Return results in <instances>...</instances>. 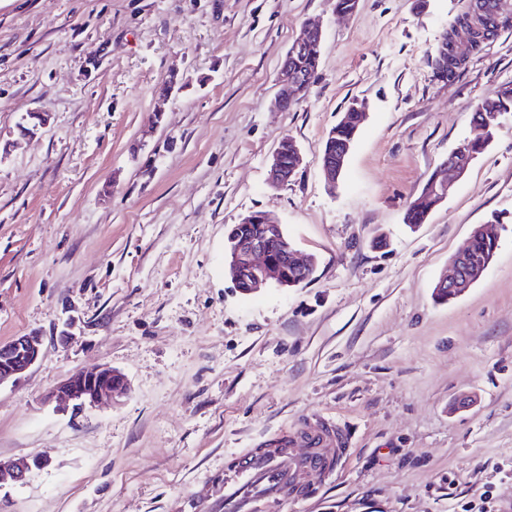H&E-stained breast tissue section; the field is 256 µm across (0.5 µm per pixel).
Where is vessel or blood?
Here are the masks:
<instances>
[{
    "mask_svg": "<svg viewBox=\"0 0 512 512\" xmlns=\"http://www.w3.org/2000/svg\"><path fill=\"white\" fill-rule=\"evenodd\" d=\"M298 444L307 446L306 458L292 454ZM344 444L343 435L334 428L317 434L290 431L235 456L224 469L218 512H273L289 494L307 493L325 462Z\"/></svg>",
    "mask_w": 512,
    "mask_h": 512,
    "instance_id": "1",
    "label": "vessel or blood"
}]
</instances>
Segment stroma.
<instances>
[{"instance_id": "35a3bbf8", "label": "stroma", "mask_w": 512, "mask_h": 512, "mask_svg": "<svg viewBox=\"0 0 512 512\" xmlns=\"http://www.w3.org/2000/svg\"><path fill=\"white\" fill-rule=\"evenodd\" d=\"M335 3L0 0V343L43 340L0 387V458L47 460L0 490V512H199L229 454L327 424L343 453L278 512H512V113L426 221L405 222L477 136L475 105L512 86V26L442 82L430 55L471 0ZM309 21L318 75L275 111ZM174 72L184 86L158 106ZM354 99L366 119L331 188L319 158ZM30 112L48 125L19 138ZM286 137L304 161L274 188ZM253 211L315 256L305 282L235 288L227 234ZM487 222L492 263L436 300ZM98 365L126 396L76 417L44 405Z\"/></svg>"}]
</instances>
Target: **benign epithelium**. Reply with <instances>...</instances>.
Wrapping results in <instances>:
<instances>
[{"instance_id": "1", "label": "benign epithelium", "mask_w": 512, "mask_h": 512, "mask_svg": "<svg viewBox=\"0 0 512 512\" xmlns=\"http://www.w3.org/2000/svg\"><path fill=\"white\" fill-rule=\"evenodd\" d=\"M322 41V28L318 24H308L300 36L292 43L290 51L308 46L312 41ZM278 80L281 92L273 103V109L280 111L282 105L295 99L298 90L307 85L305 79L288 67V58H283ZM46 115L31 112L25 117L26 131L23 138L34 136L46 125ZM351 150V141L342 145L336 157L326 156L321 167L329 183L336 182V176L342 171L344 161ZM292 158V162L285 158ZM475 160L463 148L456 149L448 160L437 170L424 188L416 203L430 200L442 203L448 196L449 180L464 175ZM302 162L300 149L291 138H284L273 152L268 162V182L272 186L287 183ZM466 251L456 254L450 261V272L442 277L436 291L449 298H456L469 288L481 275V271L466 266ZM227 260L233 283L243 294L252 292L261 284L274 283L280 288L293 287L297 282L288 278V267L303 273L311 272L315 258L303 256L286 239L282 224L269 213L252 212L234 226L228 234ZM41 353V337L35 333L18 336L0 345V385L11 381L18 383L37 363ZM124 376L109 365L95 370L80 372L59 382L45 397L44 403L55 405V411L72 410L80 412L98 406L104 400H111L125 389ZM45 466L38 455H30L17 460L0 459V490L6 487L22 486L27 482L29 473Z\"/></svg>"}]
</instances>
